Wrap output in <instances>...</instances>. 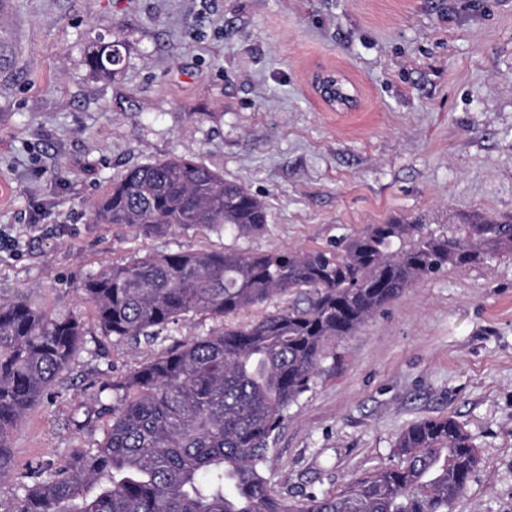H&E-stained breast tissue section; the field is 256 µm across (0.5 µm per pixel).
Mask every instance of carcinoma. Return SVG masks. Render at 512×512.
<instances>
[{
  "mask_svg": "<svg viewBox=\"0 0 512 512\" xmlns=\"http://www.w3.org/2000/svg\"><path fill=\"white\" fill-rule=\"evenodd\" d=\"M122 48L113 41L88 51L87 66L112 76ZM92 217L158 234L248 236L267 223L259 198L184 157L128 169ZM502 251H512V224L481 216L440 234L413 222L372 224L336 250L146 252L104 265L76 285L101 335L152 338L199 312L220 326L112 381V401L96 394L97 413L110 421L102 441L21 474L12 438L84 348L87 322L77 309L1 303L0 482L15 484L4 512H449L478 463V448L450 416L422 419L399 435L403 467L357 478L336 494L288 503L272 494L263 471L270 443L333 341L416 282ZM300 289L304 307L232 322Z\"/></svg>",
  "mask_w": 512,
  "mask_h": 512,
  "instance_id": "1",
  "label": "carcinoma"
}]
</instances>
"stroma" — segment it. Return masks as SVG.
Returning <instances> with one entry per match:
<instances>
[{
    "mask_svg": "<svg viewBox=\"0 0 512 512\" xmlns=\"http://www.w3.org/2000/svg\"><path fill=\"white\" fill-rule=\"evenodd\" d=\"M119 40L111 78L85 63ZM357 96L334 111L316 72ZM193 157L267 207L250 236L97 224L130 167ZM512 224V0H0V300L51 310L75 282L146 251L334 248L371 224ZM90 330L12 440L19 468L95 444L93 394L206 336ZM453 417L480 453L452 512H512V254L448 267L337 339L264 470L291 500L402 463L401 432Z\"/></svg>",
    "mask_w": 512,
    "mask_h": 512,
    "instance_id": "1",
    "label": "stroma"
}]
</instances>
